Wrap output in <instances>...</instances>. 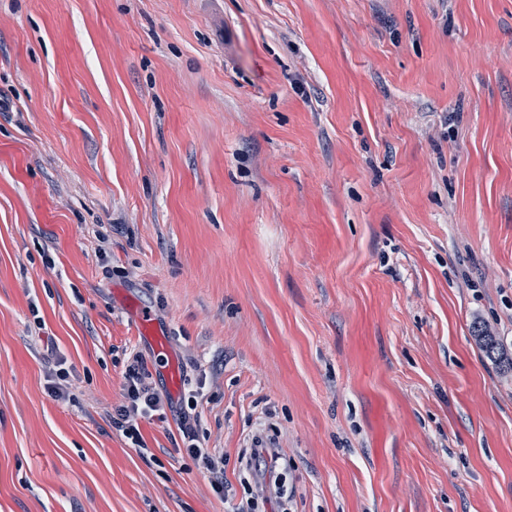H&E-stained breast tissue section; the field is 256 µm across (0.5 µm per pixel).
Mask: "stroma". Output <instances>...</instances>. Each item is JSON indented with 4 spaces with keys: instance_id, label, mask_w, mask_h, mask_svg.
<instances>
[{
    "instance_id": "obj_1",
    "label": "stroma",
    "mask_w": 512,
    "mask_h": 512,
    "mask_svg": "<svg viewBox=\"0 0 512 512\" xmlns=\"http://www.w3.org/2000/svg\"><path fill=\"white\" fill-rule=\"evenodd\" d=\"M512 512V0H0V512ZM65 398L48 395L57 360ZM134 321L139 329L138 334L143 342H147L153 353L160 357L161 367L166 379L168 390L174 392L180 384V373L177 361L171 356L164 332L144 313L136 312ZM477 332V337L485 353L487 354V357L494 362H498L499 364L506 363L504 366H508V368L511 369L512 358L507 356L499 341L494 336H490V334L484 332L482 328L479 329V327H477ZM149 379L142 355L135 353L125 372L124 400L116 408L112 424L136 444H140L139 421L164 409V401ZM199 415L194 413L193 415L186 411H180L181 428L183 434V448H179L180 451L184 450L189 456L196 460L202 468L208 473L211 483L218 493L224 494V500L226 498V492L228 486L224 483V455H217L210 451L209 448H204L198 436L196 434L195 425L198 422ZM261 434L252 438L255 448H249V454L239 459V469L250 473L251 481L244 482V496L231 512H256L265 508L274 499L278 512H288V503L292 494L288 493L282 472L288 467V459L278 448H271Z\"/></svg>"
}]
</instances>
